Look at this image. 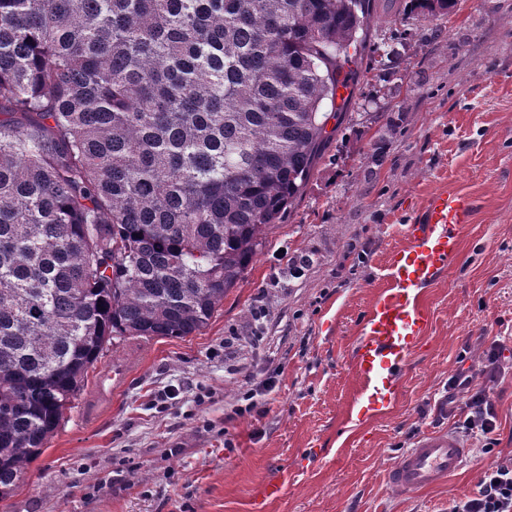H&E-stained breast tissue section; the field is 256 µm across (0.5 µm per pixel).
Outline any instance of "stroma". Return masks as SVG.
<instances>
[{
	"label": "stroma",
	"mask_w": 512,
	"mask_h": 512,
	"mask_svg": "<svg viewBox=\"0 0 512 512\" xmlns=\"http://www.w3.org/2000/svg\"><path fill=\"white\" fill-rule=\"evenodd\" d=\"M406 2L382 0L337 134L208 327L107 346L0 512H448L477 493L472 458L420 492L386 476L419 436L456 429L436 403L463 349L512 348V0H456L435 21ZM448 188L474 198L472 222L419 291L432 321L393 406L369 410L352 367L361 319L404 224ZM117 364L111 404L88 413ZM272 372L257 436L236 410ZM172 385L178 399L159 404ZM493 396L512 455V367ZM274 477L282 496L258 500Z\"/></svg>",
	"instance_id": "35a3bbf8"
}]
</instances>
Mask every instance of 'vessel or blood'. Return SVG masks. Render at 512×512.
Returning <instances> with one entry per match:
<instances>
[{
    "mask_svg": "<svg viewBox=\"0 0 512 512\" xmlns=\"http://www.w3.org/2000/svg\"><path fill=\"white\" fill-rule=\"evenodd\" d=\"M473 212L469 194L441 190L427 198L417 220L404 226L406 243L389 257L386 285L362 322L353 356L360 400L372 409L384 411L394 402L397 374L429 326L419 291L455 259L459 232ZM469 452V443L454 431L422 435L389 471L388 482L404 494L442 484L463 467Z\"/></svg>",
    "mask_w": 512,
    "mask_h": 512,
    "instance_id": "obj_1",
    "label": "vessel or blood"
}]
</instances>
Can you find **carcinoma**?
<instances>
[{
    "label": "carcinoma",
    "instance_id": "carcinoma-1",
    "mask_svg": "<svg viewBox=\"0 0 512 512\" xmlns=\"http://www.w3.org/2000/svg\"><path fill=\"white\" fill-rule=\"evenodd\" d=\"M411 2L436 20L454 0ZM377 17L0 0V499L113 340L209 325L303 194Z\"/></svg>",
    "mask_w": 512,
    "mask_h": 512
}]
</instances>
